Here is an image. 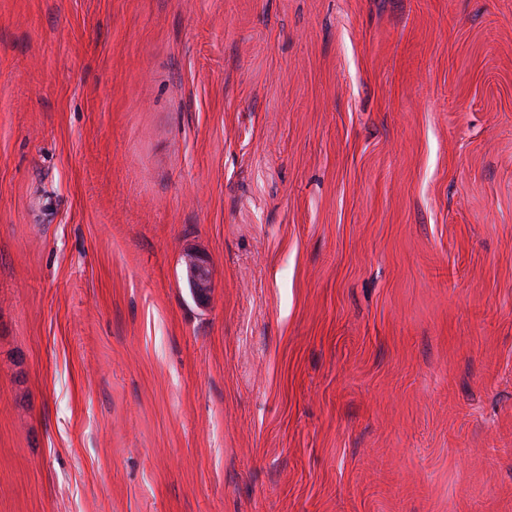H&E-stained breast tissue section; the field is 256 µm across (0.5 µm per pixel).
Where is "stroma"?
Wrapping results in <instances>:
<instances>
[{
	"mask_svg": "<svg viewBox=\"0 0 512 512\" xmlns=\"http://www.w3.org/2000/svg\"><path fill=\"white\" fill-rule=\"evenodd\" d=\"M0 512H512V0H0ZM187 277L194 299L200 305L206 304L212 289L207 259L201 255H193L188 264Z\"/></svg>",
	"mask_w": 512,
	"mask_h": 512,
	"instance_id": "stroma-1",
	"label": "stroma"
}]
</instances>
